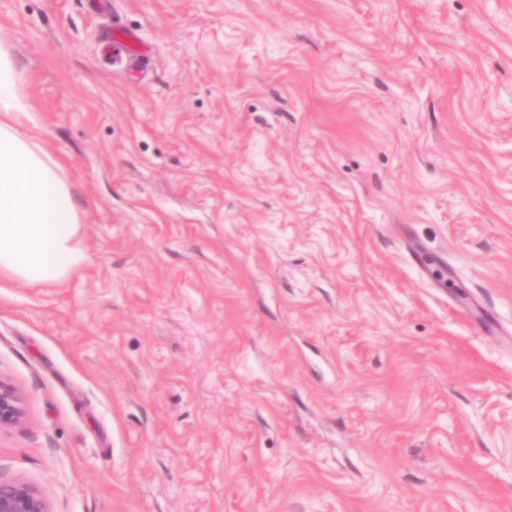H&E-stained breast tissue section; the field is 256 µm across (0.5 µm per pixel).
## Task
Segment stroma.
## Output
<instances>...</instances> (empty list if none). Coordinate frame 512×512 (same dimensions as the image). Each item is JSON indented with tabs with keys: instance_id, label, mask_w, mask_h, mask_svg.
Masks as SVG:
<instances>
[{
	"instance_id": "35a3bbf8",
	"label": "stroma",
	"mask_w": 512,
	"mask_h": 512,
	"mask_svg": "<svg viewBox=\"0 0 512 512\" xmlns=\"http://www.w3.org/2000/svg\"><path fill=\"white\" fill-rule=\"evenodd\" d=\"M89 2L0 0L89 255L0 286V479L52 512H512V0ZM108 41L112 42V51L118 54L113 56V62H123L126 60L140 61L146 58L143 50L140 48L138 36L123 26H114L107 33ZM412 261L430 278L434 279L442 285L443 288H453V282L447 278L445 270L442 266L432 263L425 254L411 253ZM24 419L23 397L20 390L0 375V430L19 425Z\"/></svg>"
}]
</instances>
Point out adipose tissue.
<instances>
[{"label":"adipose tissue","instance_id":"1","mask_svg":"<svg viewBox=\"0 0 512 512\" xmlns=\"http://www.w3.org/2000/svg\"><path fill=\"white\" fill-rule=\"evenodd\" d=\"M35 127L0 44V277L30 286L62 282L89 259L73 245L80 219L70 186Z\"/></svg>","mask_w":512,"mask_h":512}]
</instances>
